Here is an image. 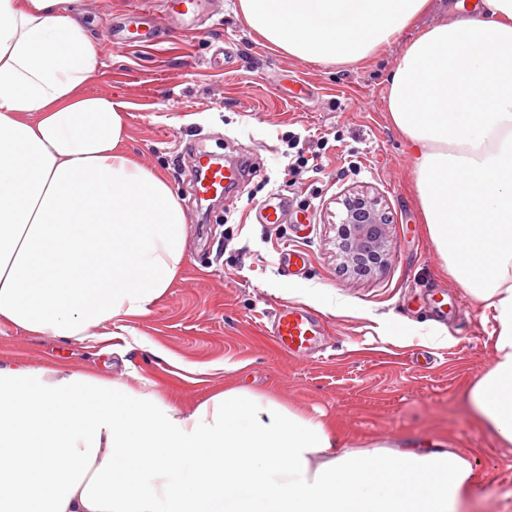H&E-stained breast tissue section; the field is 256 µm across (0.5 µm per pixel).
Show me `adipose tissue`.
<instances>
[{
  "instance_id": "ef3b65f1",
  "label": "adipose tissue",
  "mask_w": 512,
  "mask_h": 512,
  "mask_svg": "<svg viewBox=\"0 0 512 512\" xmlns=\"http://www.w3.org/2000/svg\"><path fill=\"white\" fill-rule=\"evenodd\" d=\"M434 0H238L268 43L345 65ZM102 48L79 0H0V321L80 342L164 296L183 208L89 93ZM425 230L496 322L464 396L512 446V0L424 29L388 79ZM473 467L447 439L347 447L333 422L232 387L187 408L68 364L0 363V512H459Z\"/></svg>"
}]
</instances>
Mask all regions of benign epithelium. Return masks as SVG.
Segmentation results:
<instances>
[{"instance_id":"benign-epithelium-1","label":"benign epithelium","mask_w":512,"mask_h":512,"mask_svg":"<svg viewBox=\"0 0 512 512\" xmlns=\"http://www.w3.org/2000/svg\"><path fill=\"white\" fill-rule=\"evenodd\" d=\"M343 207L344 216L336 225V248L343 269L356 276L383 269L394 247L380 201L367 194H354L344 200Z\"/></svg>"}]
</instances>
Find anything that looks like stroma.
I'll list each match as a JSON object with an SVG mask.
<instances>
[{"mask_svg":"<svg viewBox=\"0 0 512 512\" xmlns=\"http://www.w3.org/2000/svg\"><path fill=\"white\" fill-rule=\"evenodd\" d=\"M131 0H84V21L104 64L89 92L124 106L126 151L161 173L185 212V259L167 293L144 316L109 324L134 349L101 359V342L69 344L0 322V361L59 362L99 372L184 405L240 386L271 393L305 412H324L357 448L447 436L471 462L467 512H512V446L471 418L466 385L495 359L492 313L444 274L421 222L412 150L387 112L388 78L403 51L439 12L419 17L390 43L353 64L308 63L255 33L237 0H213L203 25L148 0L156 40L113 47L107 28ZM237 56L232 73L210 65L219 47ZM304 135L308 165L289 168V133ZM252 158L254 173L211 210L191 188L194 155ZM379 196L394 255L370 277L336 261L341 199ZM307 209L306 224H259L253 205L270 195ZM302 252L300 272L280 260ZM444 290L447 315L432 310ZM305 305L320 321L318 349L292 355L271 334L282 306Z\"/></svg>","mask_w":512,"mask_h":512,"instance_id":"35a3bbf8","label":"stroma"}]
</instances>
